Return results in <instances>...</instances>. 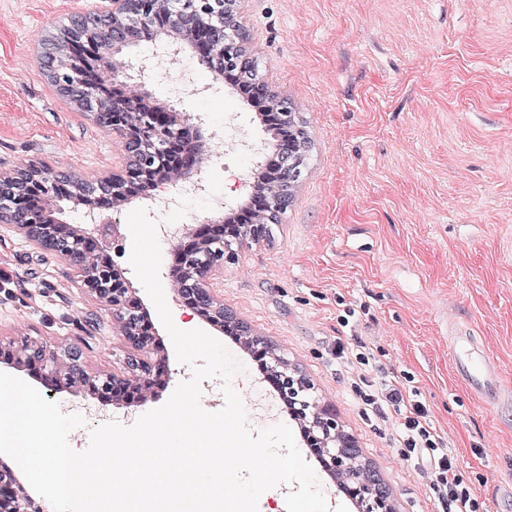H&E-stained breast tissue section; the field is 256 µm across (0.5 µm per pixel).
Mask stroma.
Returning a JSON list of instances; mask_svg holds the SVG:
<instances>
[{"instance_id": "stroma-1", "label": "stroma", "mask_w": 512, "mask_h": 512, "mask_svg": "<svg viewBox=\"0 0 512 512\" xmlns=\"http://www.w3.org/2000/svg\"><path fill=\"white\" fill-rule=\"evenodd\" d=\"M98 0H0V169L28 162L86 175L121 161L111 134L48 80L39 40L61 33ZM238 19L272 93L292 100L311 148L291 205L260 241H244L224 269L225 308L270 340L315 385L314 400L352 433L400 512H435L424 471L403 463L395 415L365 411L361 378L403 379L424 403L482 512H512V0H241ZM179 64L148 83L157 105L202 117L205 133L226 114L257 141L269 134L235 87L202 68L182 45ZM263 160L230 152L208 164L206 188L151 210L158 222L160 280L172 315L183 313L167 282L175 265L171 227L230 215L251 198ZM105 210L109 257L142 304L150 299L129 263L128 212ZM239 361L257 428L289 423L277 393L244 348L196 318ZM151 331L171 377L155 400L102 404L61 392L70 433L132 425L192 375L159 317ZM29 336L88 346L89 371L118 369L125 347L111 318L80 290L63 261L0 224V339ZM472 337L494 363L500 399L486 404L454 371L449 345ZM372 355L359 364L360 348Z\"/></svg>"}]
</instances>
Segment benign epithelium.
Returning a JSON list of instances; mask_svg holds the SVG:
<instances>
[{
  "label": "benign epithelium",
  "mask_w": 512,
  "mask_h": 512,
  "mask_svg": "<svg viewBox=\"0 0 512 512\" xmlns=\"http://www.w3.org/2000/svg\"><path fill=\"white\" fill-rule=\"evenodd\" d=\"M108 6L70 18L64 35H47L38 48L57 90L69 97L102 129L112 134L122 152L119 167L95 175L47 170L33 163L11 171L0 170V224L19 231L40 252L63 260L77 273L81 289L112 319V332L126 348L119 370L91 373L87 369L83 342H66L50 348L30 337L0 340V360L16 370L32 368L51 395L62 391L87 392L104 403H118L135 393L143 402L157 397V389L171 374L167 358L156 352V340L146 330L148 311L132 296L116 265L99 260L96 235L101 203L114 208L136 196L137 186L153 190L185 181L201 189L206 176L205 151H186L202 140V120L185 116L174 119V109L146 108L144 92L157 64L148 58L134 66L121 57L125 49L139 44L144 35L164 28L175 39L198 45L199 65L219 77L234 76L246 82L254 99L271 103V116L280 132L282 161L267 173L274 192L254 191L251 206L257 216L251 223H232L224 217L176 228L178 265L171 270V287L182 306L209 320L236 338L249 353L263 358L270 367L269 379L288 413L300 426L304 445L331 475L348 473L338 491L350 499L357 512H397L395 498L374 470L360 479L352 474L359 449L336 415L318 410L311 402L314 384L276 353L274 346L232 311L224 308L219 281L224 266L238 259L239 245L268 236V225L288 207L304 167L302 155L309 150L304 129L294 105L286 96H276L259 75L247 49V37L236 20L238 0H105ZM112 50V74L136 69L134 85L139 91L116 97L111 81L104 77L87 81L89 60L100 50ZM54 204L60 186L67 185L75 199L89 206L87 224H54L45 219V209L27 203L32 185ZM0 512H41L34 497L10 467H0Z\"/></svg>",
  "instance_id": "1"
}]
</instances>
